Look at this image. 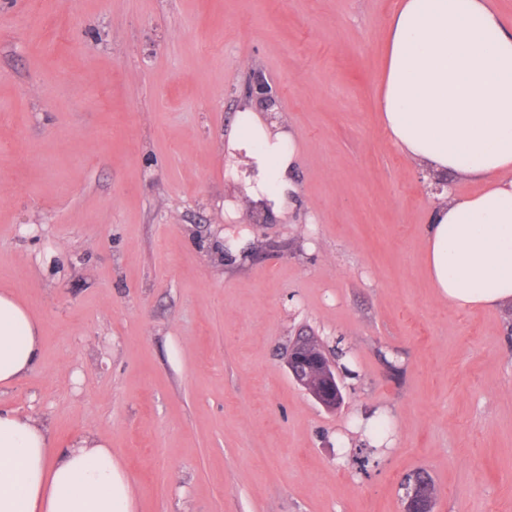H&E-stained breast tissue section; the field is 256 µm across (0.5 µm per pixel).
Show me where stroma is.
Returning <instances> with one entry per match:
<instances>
[{
    "label": "stroma",
    "mask_w": 512,
    "mask_h": 512,
    "mask_svg": "<svg viewBox=\"0 0 512 512\" xmlns=\"http://www.w3.org/2000/svg\"><path fill=\"white\" fill-rule=\"evenodd\" d=\"M397 0H0V289L43 327L0 407L104 436L136 512H512V305L436 297L434 205L377 112ZM261 73L298 149L249 224L224 144ZM253 257L224 260V232ZM344 342L328 412L284 355ZM398 432L370 447L353 418ZM405 512H432L433 496L428 493V486L414 483L407 495Z\"/></svg>",
    "instance_id": "stroma-1"
}]
</instances>
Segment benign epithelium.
<instances>
[{"instance_id":"7a95c632","label":"benign epithelium","mask_w":512,"mask_h":512,"mask_svg":"<svg viewBox=\"0 0 512 512\" xmlns=\"http://www.w3.org/2000/svg\"><path fill=\"white\" fill-rule=\"evenodd\" d=\"M247 95L259 103L275 102L271 90L260 78L250 82ZM286 365L294 383L323 409L334 412L342 405L344 395L336 363L326 355L318 337L296 338L288 348ZM405 512H433V496L428 493L427 485H412Z\"/></svg>"}]
</instances>
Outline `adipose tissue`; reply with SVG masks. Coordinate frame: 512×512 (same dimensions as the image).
Instances as JSON below:
<instances>
[{
    "label": "adipose tissue",
    "mask_w": 512,
    "mask_h": 512,
    "mask_svg": "<svg viewBox=\"0 0 512 512\" xmlns=\"http://www.w3.org/2000/svg\"><path fill=\"white\" fill-rule=\"evenodd\" d=\"M390 142L437 186L423 237L436 295L457 309L512 304V30L492 0H399L378 88ZM232 165L266 215L297 192L296 145L276 107H245L228 140ZM481 183L474 194L458 181ZM42 356L38 319L0 290V387ZM0 512H135L131 481L106 439L56 448L38 420L0 408Z\"/></svg>",
    "instance_id": "ef3b65f1"
}]
</instances>
